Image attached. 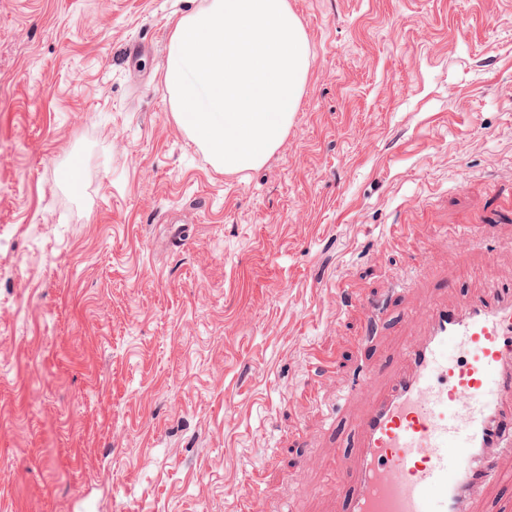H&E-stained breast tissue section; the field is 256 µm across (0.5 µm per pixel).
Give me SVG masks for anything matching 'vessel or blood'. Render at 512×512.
<instances>
[{
	"label": "vessel or blood",
	"instance_id": "1",
	"mask_svg": "<svg viewBox=\"0 0 512 512\" xmlns=\"http://www.w3.org/2000/svg\"><path fill=\"white\" fill-rule=\"evenodd\" d=\"M358 424L359 462L336 460L343 512H466L512 447V289L433 302Z\"/></svg>",
	"mask_w": 512,
	"mask_h": 512
}]
</instances>
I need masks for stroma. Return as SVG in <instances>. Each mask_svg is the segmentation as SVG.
I'll return each mask as SVG.
<instances>
[{
  "label": "stroma",
  "mask_w": 512,
  "mask_h": 512,
  "mask_svg": "<svg viewBox=\"0 0 512 512\" xmlns=\"http://www.w3.org/2000/svg\"><path fill=\"white\" fill-rule=\"evenodd\" d=\"M204 3L0 0V512H339L405 308L512 283V0H289L303 95L235 174L164 87ZM468 512H512L511 454Z\"/></svg>",
  "instance_id": "1"
}]
</instances>
